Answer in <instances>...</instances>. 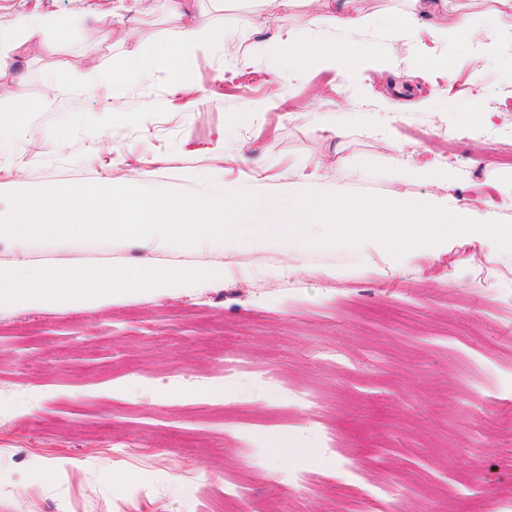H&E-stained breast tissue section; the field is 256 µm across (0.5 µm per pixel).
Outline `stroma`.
<instances>
[{
    "instance_id": "1",
    "label": "stroma",
    "mask_w": 512,
    "mask_h": 512,
    "mask_svg": "<svg viewBox=\"0 0 512 512\" xmlns=\"http://www.w3.org/2000/svg\"><path fill=\"white\" fill-rule=\"evenodd\" d=\"M129 5L0 0L1 31L35 11L68 28L0 67V85L29 98L58 88L42 112L0 99L1 211L5 193L49 185L273 199L313 183L512 221V169L498 161L512 147V10L498 0H346L369 18L358 39L378 64L344 77L286 70L275 85L271 48L328 37L306 0H224L210 20L253 54L197 50L182 72L146 80L122 72L129 51L161 47L196 16L165 0ZM458 15L479 44L455 29ZM393 16L406 36L380 38ZM79 67L114 80L82 91ZM398 142L404 161L447 179L392 181ZM146 259L224 273L90 309L0 311V512H512V252L480 233L398 259L373 241L290 257L0 240L2 267ZM268 369L275 381H261ZM299 471L308 484L292 483ZM392 482L402 491L389 498Z\"/></svg>"
}]
</instances>
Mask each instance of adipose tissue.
I'll return each mask as SVG.
<instances>
[{"label": "adipose tissue", "mask_w": 512, "mask_h": 512, "mask_svg": "<svg viewBox=\"0 0 512 512\" xmlns=\"http://www.w3.org/2000/svg\"><path fill=\"white\" fill-rule=\"evenodd\" d=\"M325 21L342 33V40L317 41L300 37L289 42L270 68L272 77H279L284 68L298 71L313 66L342 76L372 59V52L346 39L347 34L368 25L367 17L339 11L327 14ZM224 45L223 29L202 20L180 38L167 43L164 51L138 50L130 56L126 68L146 78L158 69H176L188 51ZM219 272V267L211 264L173 268L151 262L135 268L112 267L84 272L35 266L0 267V310L92 306L133 292L189 290Z\"/></svg>", "instance_id": "ef3b65f1"}]
</instances>
